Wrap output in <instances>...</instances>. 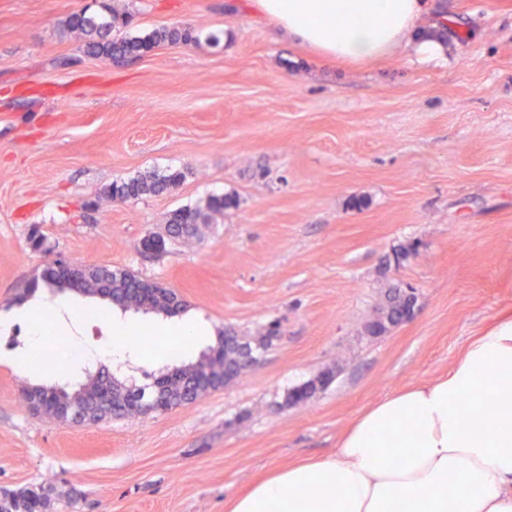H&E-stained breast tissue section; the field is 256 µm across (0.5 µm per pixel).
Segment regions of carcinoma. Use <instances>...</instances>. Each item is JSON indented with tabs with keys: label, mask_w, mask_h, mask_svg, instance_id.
I'll use <instances>...</instances> for the list:
<instances>
[{
	"label": "carcinoma",
	"mask_w": 512,
	"mask_h": 512,
	"mask_svg": "<svg viewBox=\"0 0 512 512\" xmlns=\"http://www.w3.org/2000/svg\"><path fill=\"white\" fill-rule=\"evenodd\" d=\"M129 17L116 10L111 0H100L93 13L76 14L67 22V30L84 37L83 51L89 56L112 61L136 58L162 44L190 42L195 39L191 30L179 26L162 27L144 36L129 37L123 29ZM182 173L149 175L133 178L112 187V195L125 199H139L156 195L178 183ZM236 205L231 195L213 194L202 205L180 208L172 213L166 229V240L185 243L196 237L200 225L208 224L216 214ZM45 286L56 292L66 290L98 295L126 310L137 309L172 314L181 308L175 293L165 289L126 268L81 264L74 269H63L50 262L42 273ZM402 290L392 287L385 291L378 308V317L400 324L399 310ZM275 330L264 336L248 338L231 333L218 336L216 345L203 353L191 365L168 370L151 386H125L105 372L88 375L82 389L68 392L57 387L34 386L26 388L42 407V415L70 421L77 425H95L113 417L134 419L149 414L165 413L173 408L194 403L203 393L217 390L233 381L256 364L267 349ZM335 378V372L326 370L306 382L307 398L324 389V381ZM50 500L43 487H27L0 497V512H49Z\"/></svg>",
	"instance_id": "carcinoma-1"
}]
</instances>
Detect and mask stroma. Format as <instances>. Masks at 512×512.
I'll use <instances>...</instances> for the list:
<instances>
[{"instance_id": "35a3bbf8", "label": "stroma", "mask_w": 512, "mask_h": 512, "mask_svg": "<svg viewBox=\"0 0 512 512\" xmlns=\"http://www.w3.org/2000/svg\"><path fill=\"white\" fill-rule=\"evenodd\" d=\"M91 3L0 0V354L24 346L11 316L59 256L132 269L186 304L95 317L105 302L85 296L76 328L47 325L107 349L113 320L160 323L121 381L166 371L186 315L201 334L183 363L227 328L261 336L276 321L280 333L194 404L95 426L18 402L25 386L82 380L88 360L49 350L28 375L0 361V495L41 485L51 512H225L266 472L335 452L368 406L446 372L512 308V0H433L445 58L366 65L279 37L250 0H112L132 14L129 34L179 25L201 38L93 58L65 30ZM172 170L184 177L162 194L111 195ZM224 193L237 207L198 239L140 253L173 211ZM393 285L415 289L413 319L367 336ZM330 367L326 389L287 403Z\"/></svg>"}]
</instances>
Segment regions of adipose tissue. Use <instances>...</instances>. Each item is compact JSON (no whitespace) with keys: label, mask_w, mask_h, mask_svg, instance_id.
I'll return each mask as SVG.
<instances>
[{"label":"adipose tissue","mask_w":512,"mask_h":512,"mask_svg":"<svg viewBox=\"0 0 512 512\" xmlns=\"http://www.w3.org/2000/svg\"><path fill=\"white\" fill-rule=\"evenodd\" d=\"M279 33L316 53L360 63L421 37L430 0H252ZM494 412L477 406L482 395ZM226 512H512V310L463 348L440 377L371 404L333 454L275 469L233 496Z\"/></svg>","instance_id":"obj_1"}]
</instances>
